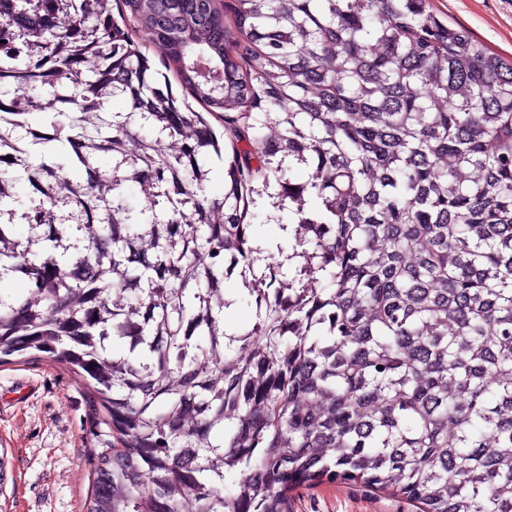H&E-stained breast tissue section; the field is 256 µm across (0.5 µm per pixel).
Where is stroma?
Returning a JSON list of instances; mask_svg holds the SVG:
<instances>
[{"label":"stroma","instance_id":"1","mask_svg":"<svg viewBox=\"0 0 512 512\" xmlns=\"http://www.w3.org/2000/svg\"><path fill=\"white\" fill-rule=\"evenodd\" d=\"M443 23L464 27L512 60V0H428ZM0 450L8 480L0 512H82L91 490L88 405L69 370L45 357L0 366ZM290 512H412L403 499L336 482L295 493Z\"/></svg>","mask_w":512,"mask_h":512}]
</instances>
